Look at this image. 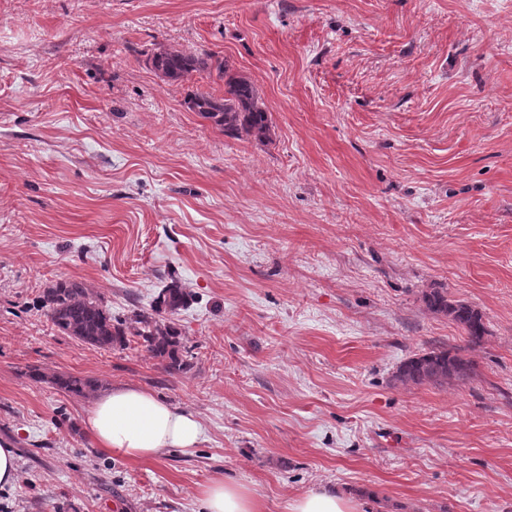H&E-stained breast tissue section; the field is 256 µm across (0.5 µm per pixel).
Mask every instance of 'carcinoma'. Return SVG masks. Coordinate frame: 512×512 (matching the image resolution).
<instances>
[{
  "label": "carcinoma",
  "instance_id": "cac0c4a2",
  "mask_svg": "<svg viewBox=\"0 0 512 512\" xmlns=\"http://www.w3.org/2000/svg\"><path fill=\"white\" fill-rule=\"evenodd\" d=\"M149 62L155 71L171 81L187 78L193 72L211 67L210 56H187L171 49L154 52ZM224 80V96L200 93L192 100L199 114L226 134L238 139L267 137L271 113L267 111L258 89L249 79L230 72L229 65H217ZM187 294L173 281L159 293L151 313L136 312L127 321L112 318L101 302L81 282L60 281L44 290L40 306L44 315L60 330L100 348L124 346L128 337L137 338L150 355L166 362L170 371L183 369L179 357L181 331L172 315L184 307ZM426 305L435 314L448 317L462 327L473 341L480 340L485 327L481 314L471 306L451 301L445 292L434 289L426 294ZM471 361L448 349L416 355L400 365L396 379L404 385H443L468 377ZM50 382L64 392L90 398L97 385L76 376L53 377Z\"/></svg>",
  "mask_w": 512,
  "mask_h": 512
}]
</instances>
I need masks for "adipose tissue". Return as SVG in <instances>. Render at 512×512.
I'll use <instances>...</instances> for the list:
<instances>
[{
  "label": "adipose tissue",
  "instance_id": "ef3b65f1",
  "mask_svg": "<svg viewBox=\"0 0 512 512\" xmlns=\"http://www.w3.org/2000/svg\"><path fill=\"white\" fill-rule=\"evenodd\" d=\"M87 428L98 446L138 461L170 448L196 447L203 426L191 411L159 400L133 385L117 386L95 402ZM203 512H263V504L246 486L215 477L199 491Z\"/></svg>",
  "mask_w": 512,
  "mask_h": 512
}]
</instances>
